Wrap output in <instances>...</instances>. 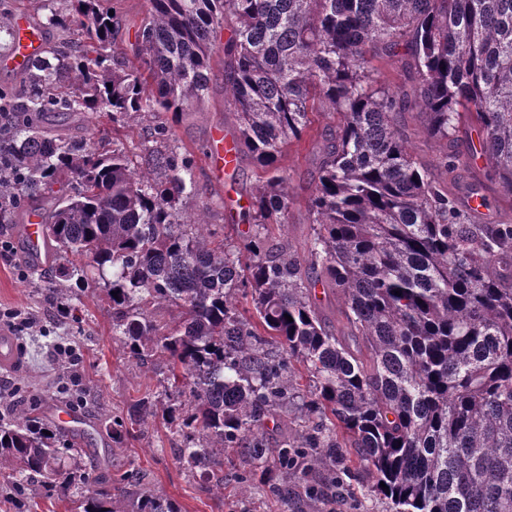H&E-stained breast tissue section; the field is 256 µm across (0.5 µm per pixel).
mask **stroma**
<instances>
[{
    "label": "stroma",
    "mask_w": 512,
    "mask_h": 512,
    "mask_svg": "<svg viewBox=\"0 0 512 512\" xmlns=\"http://www.w3.org/2000/svg\"><path fill=\"white\" fill-rule=\"evenodd\" d=\"M213 81L204 101L182 114L173 125L169 145L184 154L205 146L214 127L225 133H236V118L224 101V56L211 59ZM396 121L408 137L409 145L421 165L447 183L448 192L459 207H467L471 191H478L486 200L476 220L481 224H512V196L487 176L483 166H471L461 179L449 180L439 166L443 153L466 159L470 149V121H463L458 133L449 141L428 137L416 109L399 113ZM336 117L317 114L312 118V137L298 146H290L281 165L289 176L293 202L288 215L287 230L270 225L273 236H287L292 249L306 255L311 238L307 198L320 159L316 134L335 125ZM261 176L250 157H243L236 177H215L208 163H199L195 171L200 193L235 195L248 190ZM10 242L11 250L0 249V313L19 310L30 314L34 329L15 331L22 350L19 372L0 371V401L36 410L49 411L53 405L77 411L85 421L86 433L80 440L81 461L88 472L105 478L127 470L138 469L149 482L162 490L180 507L181 512H307L309 502L302 483L290 487L288 507L268 498L263 488L270 474L264 465L242 461L229 455L224 459V489L216 491L200 477L189 474L176 461L177 440L163 421L151 423L144 431L128 435L121 449H113L105 423L125 419L131 405L141 398L147 385L158 384L166 375L164 365L146 370L136 366L124 354L112 334V317L107 305L91 293H83L80 320H71L59 303L47 300L44 290L47 275L43 268L32 266L25 257L24 244L15 224H0V241ZM73 345L79 360L76 365L61 368L55 358L58 347ZM248 476L255 486L251 498L240 500L237 494L241 476ZM372 480L361 472L353 478L337 480L320 502V512H386L380 496L370 493Z\"/></svg>",
    "instance_id": "obj_1"
}]
</instances>
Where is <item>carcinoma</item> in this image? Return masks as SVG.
Listing matches in <instances>:
<instances>
[{"mask_svg":"<svg viewBox=\"0 0 512 512\" xmlns=\"http://www.w3.org/2000/svg\"><path fill=\"white\" fill-rule=\"evenodd\" d=\"M16 2L0 0L6 53ZM40 2L36 24L58 37L0 84V223L39 211L38 264L65 312L78 317L77 291L101 279L128 357L164 361L168 386L105 426L112 445L160 417L179 463L220 493L231 448L272 464L284 505L288 484L323 468L366 471L389 512H512V224L459 210L394 122L413 106L443 140L468 114V163L512 193V0H147L132 27L122 0ZM401 48L410 94L371 66ZM217 52L239 155L263 176L186 212L198 161L167 148L169 116L203 101ZM317 110L340 121L323 137L300 256L264 229L288 224L281 159ZM83 113L131 133L149 120L140 153L51 124ZM215 206L248 224L237 244L210 228ZM319 285L340 294L346 333L322 320ZM164 306L177 315L159 320ZM296 408L285 447H269L266 420ZM76 438L27 410L0 416L4 512L54 495L77 497L75 512H181L139 471L104 488L79 458L61 465Z\"/></svg>","mask_w":512,"mask_h":512,"instance_id":"obj_1","label":"carcinoma"}]
</instances>
